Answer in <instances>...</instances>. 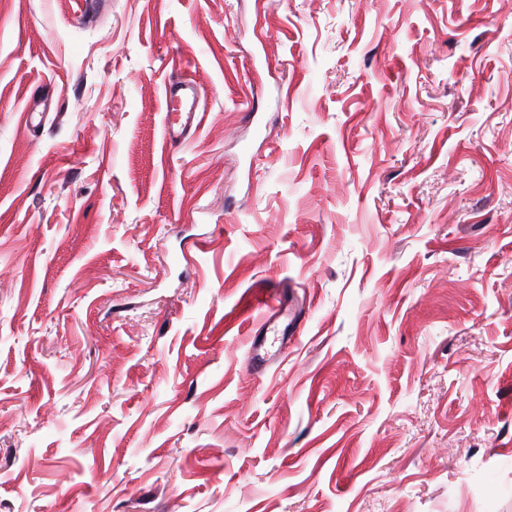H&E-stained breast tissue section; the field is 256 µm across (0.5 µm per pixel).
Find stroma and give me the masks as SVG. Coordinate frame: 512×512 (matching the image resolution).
I'll return each instance as SVG.
<instances>
[{
  "mask_svg": "<svg viewBox=\"0 0 512 512\" xmlns=\"http://www.w3.org/2000/svg\"><path fill=\"white\" fill-rule=\"evenodd\" d=\"M0 512H512V0H0ZM201 95L197 84L182 78L165 89V135L172 146H180L198 125ZM255 305L257 307H263L269 310V313L275 312L279 313L280 316L286 315L288 317L289 321L285 326L282 334V345L288 344V334L291 338L292 336L300 333L302 312L291 302L286 305L282 299L275 294H263L255 298ZM282 345L277 351L278 355L282 353Z\"/></svg>",
  "mask_w": 512,
  "mask_h": 512,
  "instance_id": "stroma-1",
  "label": "stroma"
}]
</instances>
